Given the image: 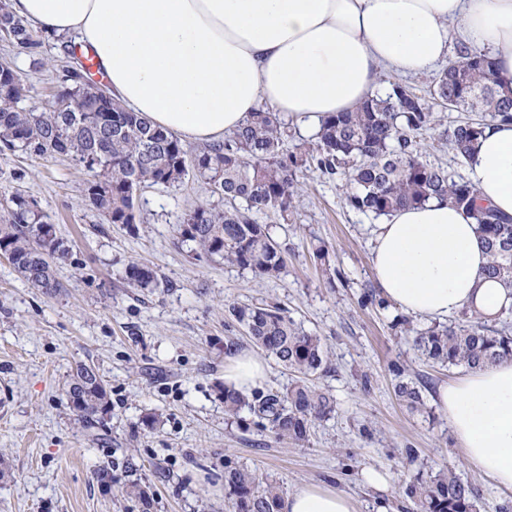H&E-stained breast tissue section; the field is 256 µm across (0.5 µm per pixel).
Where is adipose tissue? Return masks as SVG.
I'll use <instances>...</instances> for the list:
<instances>
[{
    "mask_svg": "<svg viewBox=\"0 0 512 512\" xmlns=\"http://www.w3.org/2000/svg\"><path fill=\"white\" fill-rule=\"evenodd\" d=\"M38 31L91 46L112 93L156 126L216 142L263 107L307 123L352 110L382 69L434 68L454 42L489 52L512 89V0H11ZM482 202L512 216V120L493 119L468 165ZM372 264L382 296L423 320L467 310L485 320L512 305L486 280L476 224L445 201L400 209L376 225ZM266 366L243 351L224 382L257 387ZM435 404L474 468L512 490V358L440 385ZM282 512H358L322 484L290 492Z\"/></svg>",
    "mask_w": 512,
    "mask_h": 512,
    "instance_id": "ef3b65f1",
    "label": "adipose tissue"
}]
</instances>
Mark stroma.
I'll return each instance as SVG.
<instances>
[{
	"instance_id": "stroma-1",
	"label": "stroma",
	"mask_w": 512,
	"mask_h": 512,
	"mask_svg": "<svg viewBox=\"0 0 512 512\" xmlns=\"http://www.w3.org/2000/svg\"><path fill=\"white\" fill-rule=\"evenodd\" d=\"M40 42L32 58L0 39V62L18 73L28 88L24 106L36 112L51 107L63 83L62 37ZM433 112V129L420 137L424 158L466 176L467 163L441 139L459 112ZM88 178L69 155L0 154V217L13 197H25L73 254L57 270L63 289L53 296L31 288L0 256V457L11 467L0 479V512H142L123 491L130 458L139 466L134 477L153 494L151 512H233L228 464L276 481L285 493L311 482L340 488L355 496L359 512H373L377 496L362 484L363 469L387 475L396 508L411 512L402 485L440 464L475 487L479 512H512V492L467 464L438 410L412 413L396 397L394 367L426 381L430 399L464 370L428 362L393 326L397 308L364 299L375 282L369 226L376 218L347 205L341 181L299 173L288 217L257 215L284 253L281 273L268 279L179 247L186 213L224 206L194 175L142 188L130 226L107 223L90 204ZM321 245L334 256L335 279L314 254ZM131 262L152 266L163 287L129 286L122 274ZM267 304L320 336L329 356L312 381L335 398L336 412L299 444L255 425L250 414L227 418L216 391L227 344L255 349L229 307ZM80 363L95 367L111 398L110 412L89 426L76 421L65 395ZM152 415L157 422L146 427Z\"/></svg>"
}]
</instances>
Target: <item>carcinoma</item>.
Wrapping results in <instances>:
<instances>
[{"label":"carcinoma","instance_id":"obj_1","mask_svg":"<svg viewBox=\"0 0 512 512\" xmlns=\"http://www.w3.org/2000/svg\"><path fill=\"white\" fill-rule=\"evenodd\" d=\"M0 33L20 53L32 54L39 46L30 23L12 12L9 0H0ZM62 50L72 64L64 69L65 86L57 100L69 105L47 112L20 107L26 87L12 67L0 64V152L74 156L93 172L86 198L108 223H136L137 191L146 185L169 187L191 170L201 176L212 174L217 177L211 182L212 192L232 207H197L179 224V242L211 260L275 277L284 259L269 226L257 223L253 214L274 210L287 217L298 192L297 173L316 170L344 182L348 205L362 213L387 215L430 199L452 202L472 218L482 235L489 256L484 276L512 288V217L480 202L470 182L423 158L418 138L432 128L433 112L407 86L393 82L383 96L370 95L352 111L324 116L315 140H303L289 151L284 149L286 130L277 114L263 109L251 113L224 141L193 150L175 134L103 96L99 86L88 81L75 47L64 42ZM430 95L442 106L468 113L446 134L454 157L466 162L472 160L488 126L485 119L469 114L512 119V94L499 91L491 58L463 44L436 78ZM1 254L45 295L60 290L56 269L71 258L55 226L24 199L14 201L6 223L0 224ZM124 280L143 290L162 284L153 267L138 262L125 268ZM229 314L246 327L257 347L292 371L295 380L283 392L252 396L222 385L218 395L225 414L236 419L246 410L278 437L307 441L312 424L336 411L335 399L309 382L326 364L320 338L299 328L277 305L231 306ZM511 315L512 308L502 312L498 325L492 326L464 311L447 324L412 327L413 346L427 360L448 368L472 370L512 358ZM396 379L399 400L413 412L426 411V383L408 377L400 367ZM66 396L71 412L83 424L111 409L106 385L88 364L70 374ZM224 487L234 512H279V487L253 470L224 466ZM404 492L416 512H478L475 488L449 469L426 478L416 474ZM125 493L149 512L151 498L139 481L127 484Z\"/></svg>","mask_w":512,"mask_h":512}]
</instances>
